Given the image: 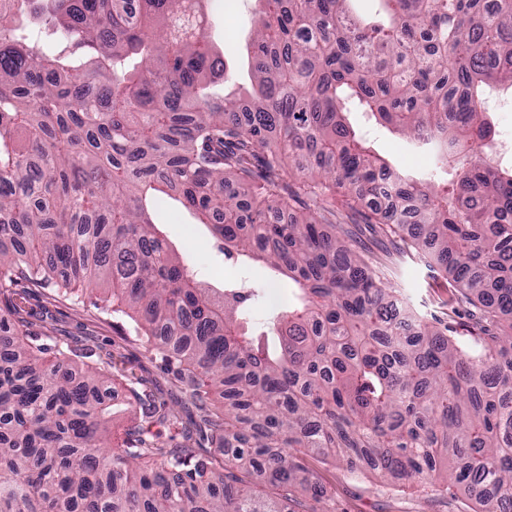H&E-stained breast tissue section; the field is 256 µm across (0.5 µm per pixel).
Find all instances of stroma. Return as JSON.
Masks as SVG:
<instances>
[{"label": "stroma", "mask_w": 512, "mask_h": 512, "mask_svg": "<svg viewBox=\"0 0 512 512\" xmlns=\"http://www.w3.org/2000/svg\"><path fill=\"white\" fill-rule=\"evenodd\" d=\"M202 7L209 19V39L223 54L230 73L228 84H216L214 93L223 94L228 87H250L247 48L253 36L255 0H204ZM367 130L375 152L392 166L413 175L430 170L432 157L428 152L411 149L399 134L375 124H368ZM153 198V221L203 287L220 292L243 283L258 289L252 314L258 319L267 316L282 291L270 284L271 272L266 265L245 266L225 259L210 229L198 224L192 211L163 193H154ZM339 212L341 223L348 226L349 244L383 259L384 285L401 290L412 309L427 317L450 319L460 329L472 323L474 308L461 302L446 276L418 256L401 253L399 236L385 234L380 225L364 223L359 213L347 207H340ZM19 306L36 331L50 336L59 347L90 351L91 364L105 374H116L112 395L120 403L117 422L126 424L140 418L142 406L131 400L135 391L181 409L183 394L172 384L159 355L137 341L133 321L113 313L111 295L90 291L78 283L64 292L51 285L23 291ZM312 468L335 497L337 512H471L472 501L461 491L450 497L401 480L388 483L371 475H353L339 466L316 462Z\"/></svg>", "instance_id": "stroma-1"}]
</instances>
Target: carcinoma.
Instances as JSON below:
<instances>
[{
	"label": "carcinoma",
	"mask_w": 512,
	"mask_h": 512,
	"mask_svg": "<svg viewBox=\"0 0 512 512\" xmlns=\"http://www.w3.org/2000/svg\"><path fill=\"white\" fill-rule=\"evenodd\" d=\"M0 0V310L53 280L107 289L200 417L148 401L112 432L108 378L80 353L0 336V512H336L308 459L512 501V167L488 144L489 92L512 91V0H259L252 91L228 75L199 0ZM433 156L395 174L353 116ZM296 176L294 183L284 174ZM413 232L478 310L441 331L346 245L333 198ZM194 211L226 259L288 277L211 298L146 208Z\"/></svg>",
	"instance_id": "1"
}]
</instances>
